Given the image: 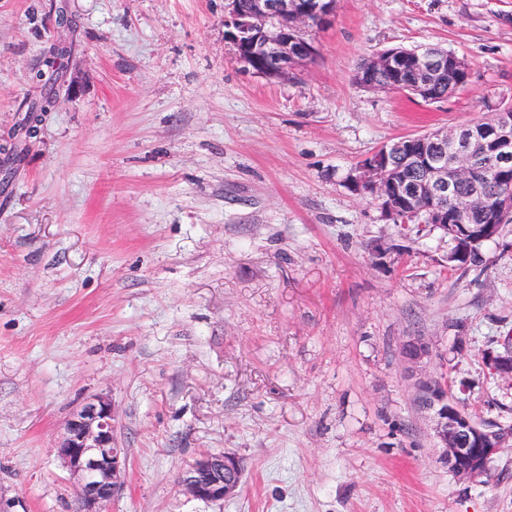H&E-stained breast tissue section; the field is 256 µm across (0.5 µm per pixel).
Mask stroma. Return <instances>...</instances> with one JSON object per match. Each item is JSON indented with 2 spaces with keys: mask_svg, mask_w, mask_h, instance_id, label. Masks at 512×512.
I'll list each match as a JSON object with an SVG mask.
<instances>
[{
  "mask_svg": "<svg viewBox=\"0 0 512 512\" xmlns=\"http://www.w3.org/2000/svg\"><path fill=\"white\" fill-rule=\"evenodd\" d=\"M53 1L72 48L50 69ZM224 6L0 0V145L37 73L57 91L0 174V512H74L52 449L101 392L127 451L104 512H512V446L458 480L401 354L424 337L423 373L512 426L484 359L512 336V224L452 270L441 231H397L349 184L382 146L512 104V0H336L282 80L237 62ZM415 46L468 83L429 104L357 82ZM207 452L242 462L234 498L183 491Z\"/></svg>",
  "mask_w": 512,
  "mask_h": 512,
  "instance_id": "obj_1",
  "label": "stroma"
}]
</instances>
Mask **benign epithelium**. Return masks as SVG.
Wrapping results in <instances>:
<instances>
[{
  "mask_svg": "<svg viewBox=\"0 0 512 512\" xmlns=\"http://www.w3.org/2000/svg\"><path fill=\"white\" fill-rule=\"evenodd\" d=\"M224 25L228 29L237 59L252 73L268 80L288 77V72L312 58L318 49L315 41L297 42L288 36V27L301 29L314 17L320 27L330 25L336 0H254L244 12L237 0H225ZM276 9L280 24L266 28L264 18ZM400 56L383 51L365 62L367 70L390 69ZM418 149L407 160L422 171L414 187L415 197L426 202L425 221L442 232L448 225L466 226L467 215L475 204L474 195L456 192L462 183H478L476 162L492 155L502 167L512 162V122L504 119L493 129L471 125L469 135L458 129L438 130L416 139ZM406 150L402 141L373 152L350 175L353 190L369 195L385 218L400 229L397 171L392 158ZM512 215V194L496 198L491 219ZM432 354V345L420 336H410L402 345L405 362L418 368ZM494 374L512 378V337L503 341V351L485 354ZM423 407L434 411V439L444 451L453 475L462 480L482 476L506 443L512 441V428L476 421L448 396V381L424 376L417 382ZM56 457L76 484V512H102L126 483L127 452L119 444L114 425V404L106 394L90 397L66 420L64 432L54 447ZM239 459L232 454L200 455L181 476L186 493L201 501L221 502L238 493L242 476Z\"/></svg>",
  "mask_w": 512,
  "mask_h": 512,
  "instance_id": "obj_1",
  "label": "benign epithelium"
}]
</instances>
